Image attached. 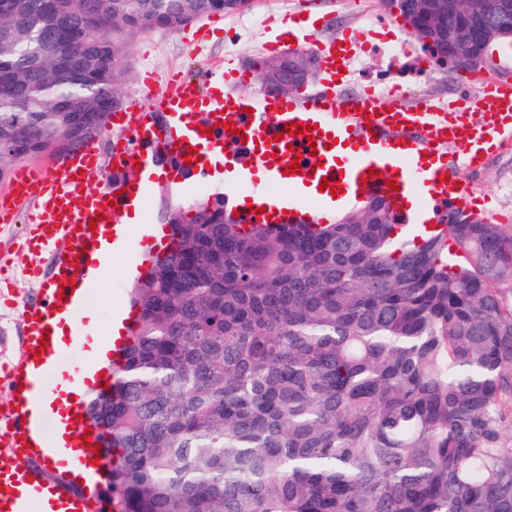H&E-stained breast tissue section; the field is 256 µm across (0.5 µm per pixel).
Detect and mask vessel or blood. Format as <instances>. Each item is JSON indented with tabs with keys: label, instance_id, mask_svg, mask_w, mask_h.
Wrapping results in <instances>:
<instances>
[{
	"label": "vessel or blood",
	"instance_id": "obj_1",
	"mask_svg": "<svg viewBox=\"0 0 512 512\" xmlns=\"http://www.w3.org/2000/svg\"><path fill=\"white\" fill-rule=\"evenodd\" d=\"M318 23L306 20L265 43L277 53L284 41L317 50L322 59V89L314 94L265 93L247 99L231 92L245 74L229 67L208 72L195 82L170 76L149 109L134 106L115 115L116 146L112 169L139 166L133 183L108 182L96 190L88 184L97 165L94 145H87L61 168L23 167L9 184L10 214L32 210L33 228L26 241L31 252L54 253V275L38 303L22 312V354L13 368L14 396L0 409V427L10 436L0 441V512H106L109 484L106 456H71L57 440V429L82 437L76 418L61 421L28 417V409L48 395L64 396L78 366L71 357L74 323L84 301L98 286V235L89 227L102 218L112 227V246L124 251L132 240L122 229L126 213L146 210L153 190L152 171L159 153L174 160L181 180L203 182L211 153L231 146L239 168V189L247 203L244 223L322 224L330 222L345 200L380 195L390 200L400 221L441 230L448 204H467L471 188L454 171L479 166L497 141L512 136V85L483 74L475 80L480 96L450 102L426 100L419 108L396 104L391 93L368 86L343 93L349 72L345 61L356 35L341 31L327 45L317 39ZM489 120L476 119L478 111ZM473 113L470 121L458 120ZM303 123L310 134L287 135L290 123ZM296 173H288L292 159ZM330 189H323V182ZM339 195H332V188ZM24 457L62 462L58 478L42 468L21 465Z\"/></svg>",
	"mask_w": 512,
	"mask_h": 512
}]
</instances>
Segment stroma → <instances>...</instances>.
I'll use <instances>...</instances> for the list:
<instances>
[{
	"label": "stroma",
	"instance_id": "obj_1",
	"mask_svg": "<svg viewBox=\"0 0 512 512\" xmlns=\"http://www.w3.org/2000/svg\"><path fill=\"white\" fill-rule=\"evenodd\" d=\"M307 9L318 18L319 37L334 38L343 29L359 32L354 45L362 65L346 85V92L362 90L371 84H400L406 95L404 106L414 107L424 99H454L461 94L478 95L479 85L469 83L467 74L435 70L432 80L419 77V67L429 66L430 60L421 43H414L412 51H402L398 43L407 32L399 22L381 27L362 26L359 18L372 12L376 18H389L386 0H250L247 10L218 17V31L202 38V22H195L177 30H157L133 37L126 46V71L121 91L125 106H149L155 92L145 84L146 75L164 81L171 73L202 77L212 66L231 62L240 72L249 76L238 84L236 93L250 96L260 89L257 71L248 63L262 56L266 35L275 34L278 19L291 11ZM264 17L265 32H253L248 23L251 15ZM463 179L473 192V209L494 217L505 232L512 233V141L505 142L489 153L483 164L462 170ZM173 192L184 203L218 193L214 183L202 185L180 183L168 177L157 181L144 221H160L162 200L166 192ZM29 229L27 214H18L9 224L0 223V405L12 398V367L21 351L23 306L39 297L42 280L32 273L33 267L48 269L47 254L31 256L23 243ZM131 256L125 252L113 254L106 265L96 294L89 304L94 309L98 329H106L117 307L127 306L133 285L126 276Z\"/></svg>",
	"mask_w": 512,
	"mask_h": 512
}]
</instances>
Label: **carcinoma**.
I'll return each mask as SVG.
<instances>
[{"label": "carcinoma", "instance_id": "1", "mask_svg": "<svg viewBox=\"0 0 512 512\" xmlns=\"http://www.w3.org/2000/svg\"><path fill=\"white\" fill-rule=\"evenodd\" d=\"M249 0H0V176L110 116L128 41ZM448 0V53L512 32ZM37 26H32L31 21ZM415 241L379 197L334 224L165 196L116 383L87 407L112 512H512V234Z\"/></svg>", "mask_w": 512, "mask_h": 512}]
</instances>
